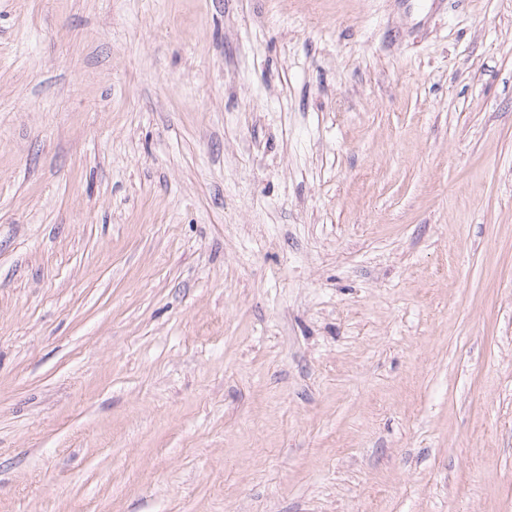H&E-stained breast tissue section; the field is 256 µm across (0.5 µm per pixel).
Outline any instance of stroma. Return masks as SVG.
<instances>
[{"label": "stroma", "instance_id": "obj_1", "mask_svg": "<svg viewBox=\"0 0 512 512\" xmlns=\"http://www.w3.org/2000/svg\"><path fill=\"white\" fill-rule=\"evenodd\" d=\"M0 512H512V0H0Z\"/></svg>", "mask_w": 512, "mask_h": 512}]
</instances>
